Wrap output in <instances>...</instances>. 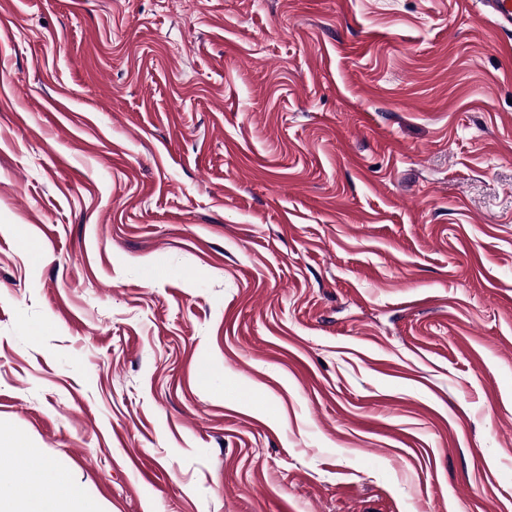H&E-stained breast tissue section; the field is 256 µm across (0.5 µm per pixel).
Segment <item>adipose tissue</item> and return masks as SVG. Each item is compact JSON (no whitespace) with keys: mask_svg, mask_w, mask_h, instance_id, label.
Returning <instances> with one entry per match:
<instances>
[{"mask_svg":"<svg viewBox=\"0 0 512 512\" xmlns=\"http://www.w3.org/2000/svg\"><path fill=\"white\" fill-rule=\"evenodd\" d=\"M18 456L29 477L0 474V512H61L62 503L81 498L69 475L43 464L31 448L21 447Z\"/></svg>","mask_w":512,"mask_h":512,"instance_id":"ef3b65f1","label":"adipose tissue"}]
</instances>
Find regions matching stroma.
Returning <instances> with one entry per match:
<instances>
[{"label":"stroma","instance_id":"35a3bbf8","mask_svg":"<svg viewBox=\"0 0 512 512\" xmlns=\"http://www.w3.org/2000/svg\"><path fill=\"white\" fill-rule=\"evenodd\" d=\"M101 512H512V33L475 0H0V473Z\"/></svg>","mask_w":512,"mask_h":512}]
</instances>
